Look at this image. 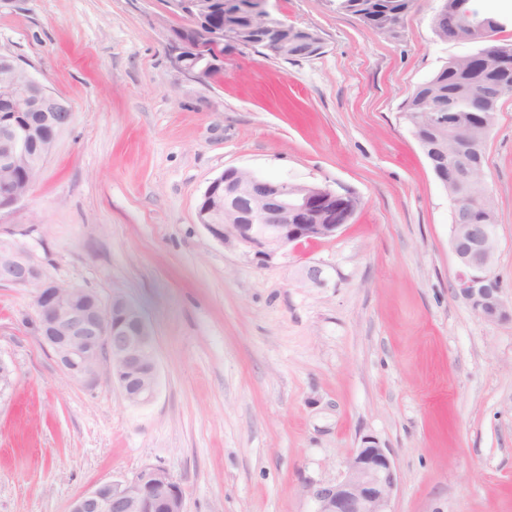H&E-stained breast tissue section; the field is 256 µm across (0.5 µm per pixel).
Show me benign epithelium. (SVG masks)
I'll use <instances>...</instances> for the list:
<instances>
[{
	"instance_id": "7a95c632",
	"label": "benign epithelium",
	"mask_w": 512,
	"mask_h": 512,
	"mask_svg": "<svg viewBox=\"0 0 512 512\" xmlns=\"http://www.w3.org/2000/svg\"><path fill=\"white\" fill-rule=\"evenodd\" d=\"M470 0L457 9L461 29L441 39L489 44L498 40L503 27L498 20L470 21ZM264 16L248 20V31L262 48L278 57H288L284 35L299 28L274 14L272 0H262ZM202 41L240 43L237 32L223 26L201 25L193 41L172 46L174 62L188 75L207 77L215 63L198 54ZM465 69L502 73L512 70V58L492 53L460 59ZM502 99V86L485 80L475 94L472 121L456 123L443 112H427L412 124L415 137L423 144L432 170L448 193L452 215L451 249L458 262L454 290L487 322L512 320V304L494 274L498 250L496 225L491 223L488 189L475 195L471 188L480 180L483 155ZM0 103L27 124L41 119L62 132L74 120L68 102L55 94L33 73L26 80L0 94ZM475 131L455 141L448 140L449 125ZM21 162L34 163L28 141L18 127L0 126V167ZM198 220L217 239L234 241L261 263L285 255L290 246L336 236L349 223L357 201L326 187L275 182L250 171L228 168L207 187ZM0 247V284L35 289L34 307L42 341L52 350L58 364L72 380L94 386L102 366L133 405L150 403L157 387L154 336L141 311L120 295L104 303L93 292L65 286L51 279L32 250L10 238ZM400 474L379 439L366 435L347 459L340 479L308 487L313 512H390L392 494ZM69 512H184L183 491L161 465H145L132 477L102 482L78 495Z\"/></svg>"
}]
</instances>
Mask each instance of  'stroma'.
Segmentation results:
<instances>
[{
  "label": "stroma",
  "instance_id": "35a3bbf8",
  "mask_svg": "<svg viewBox=\"0 0 512 512\" xmlns=\"http://www.w3.org/2000/svg\"><path fill=\"white\" fill-rule=\"evenodd\" d=\"M442 0H414L396 36L334 0H276L320 50L239 48L198 81L171 44L167 0H20L0 53L30 65L75 119L30 195L0 210L48 274L124 295L156 345L157 391L134 407L100 373L71 380L35 329L29 290L0 285V512H69L79 494L168 467L185 512H312L365 435L399 471L393 512H512V320L454 292L448 195L403 116L472 44L444 42ZM236 167L356 197L336 237L261 265L197 219ZM482 178L498 215L495 275L512 299V97ZM320 266L325 287L301 283Z\"/></svg>",
  "mask_w": 512,
  "mask_h": 512
}]
</instances>
